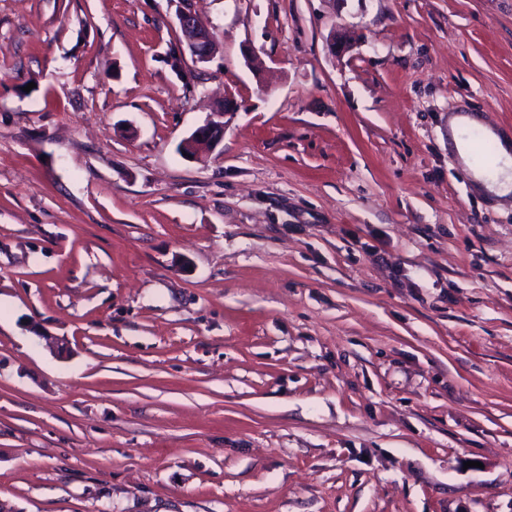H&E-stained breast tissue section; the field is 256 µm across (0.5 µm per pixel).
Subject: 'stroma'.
Here are the masks:
<instances>
[{
	"mask_svg": "<svg viewBox=\"0 0 512 512\" xmlns=\"http://www.w3.org/2000/svg\"><path fill=\"white\" fill-rule=\"evenodd\" d=\"M458 108L512 129V0H0L7 512H512ZM177 23L182 36V52L188 53L197 64L210 62L215 47L203 19L192 8H183L177 14ZM217 128L221 129V132L216 136ZM224 136V122L217 123L212 120H207L204 124L195 128L187 137L183 139L182 147L179 150L183 156L186 153L185 158H193L196 156L199 149L203 146H210L215 148L223 139Z\"/></svg>",
	"mask_w": 512,
	"mask_h": 512,
	"instance_id": "obj_1",
	"label": "stroma"
}]
</instances>
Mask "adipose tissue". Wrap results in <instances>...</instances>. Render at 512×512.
<instances>
[{"mask_svg":"<svg viewBox=\"0 0 512 512\" xmlns=\"http://www.w3.org/2000/svg\"><path fill=\"white\" fill-rule=\"evenodd\" d=\"M470 128L483 129L496 142L497 164L486 168L473 156L465 132ZM448 137L452 141L462 165L467 169L476 190L496 196L501 207L512 205V137L486 125L478 114L453 115L448 119Z\"/></svg>","mask_w":512,"mask_h":512,"instance_id":"adipose-tissue-1","label":"adipose tissue"}]
</instances>
